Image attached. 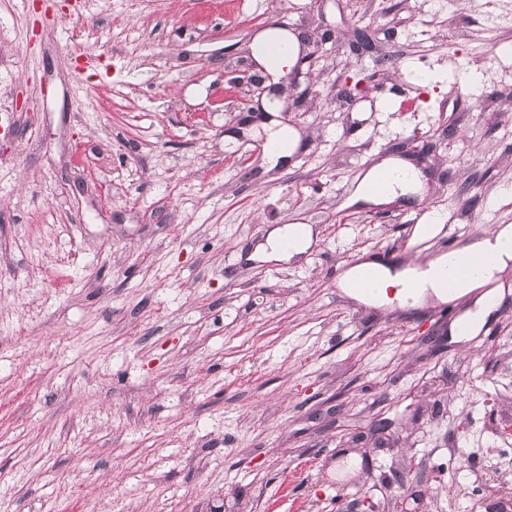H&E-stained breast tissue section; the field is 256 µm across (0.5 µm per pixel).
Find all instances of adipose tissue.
I'll list each match as a JSON object with an SVG mask.
<instances>
[{
  "label": "adipose tissue",
  "instance_id": "ef3b65f1",
  "mask_svg": "<svg viewBox=\"0 0 512 512\" xmlns=\"http://www.w3.org/2000/svg\"><path fill=\"white\" fill-rule=\"evenodd\" d=\"M293 35L287 31L271 28L259 32L253 40V55L256 62L271 76L278 75L284 68L293 65L297 59L296 53L281 56L275 54L276 45L284 42H293ZM389 183L385 193L376 194L370 191L369 183L372 174H365L355 188L352 201H363L372 204H381L388 198L419 192L421 181L412 174L410 164L399 159H388L380 163ZM311 229L304 224H286L271 228L262 244L255 250L256 258L262 260H286L294 255L304 253L311 245ZM472 252L485 256L486 262L483 270L476 275L462 274L458 271L461 255L452 251L439 255L431 260L427 266L406 267L391 270L390 267L379 263H363L351 268L345 279L346 288H353L355 282L366 272L374 271L376 276L375 290L371 292L373 301L385 298L388 288H405L409 280H417L420 284L418 291L411 294V305H418L427 296L446 300L466 298L482 282L491 280L495 274L504 269L512 261V225L500 227L493 237L480 240L472 245Z\"/></svg>",
  "mask_w": 512,
  "mask_h": 512
}]
</instances>
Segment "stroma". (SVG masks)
Segmentation results:
<instances>
[{"label":"stroma","instance_id":"35a3bbf8","mask_svg":"<svg viewBox=\"0 0 512 512\" xmlns=\"http://www.w3.org/2000/svg\"><path fill=\"white\" fill-rule=\"evenodd\" d=\"M61 6L0 0V512H512V267L470 339L465 305L340 286L512 225V0ZM274 23L316 47L273 166ZM389 157L421 193L346 205ZM295 223L305 253L250 260ZM288 42L291 45V52L288 54V45H282L279 50L282 54L277 55L273 52L276 45ZM253 55L256 62L265 73L271 75L276 82L275 76L283 71L284 68L293 65L297 59L299 44L295 37L281 29L271 28L259 32L253 40ZM266 143L276 144L275 150L267 152V156L276 165L279 160L289 156L295 147V136L287 127L270 126L264 129Z\"/></svg>","mask_w":512,"mask_h":512}]
</instances>
